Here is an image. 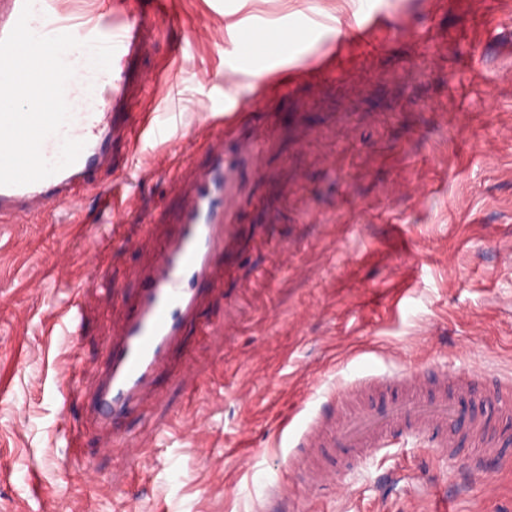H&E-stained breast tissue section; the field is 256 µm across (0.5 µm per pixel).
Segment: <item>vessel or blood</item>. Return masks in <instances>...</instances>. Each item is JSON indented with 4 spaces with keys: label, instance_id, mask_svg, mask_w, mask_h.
I'll use <instances>...</instances> for the list:
<instances>
[{
    "label": "vessel or blood",
    "instance_id": "vessel-or-blood-1",
    "mask_svg": "<svg viewBox=\"0 0 512 512\" xmlns=\"http://www.w3.org/2000/svg\"><path fill=\"white\" fill-rule=\"evenodd\" d=\"M61 4L62 0H33L31 30L41 36L69 33L83 43L97 38L112 43V79L97 88L99 109L93 112L82 109L80 102L79 87L86 84L88 74L83 69L75 72L65 89L71 120L61 134L45 139L42 154L57 160L66 137L84 141L85 147L74 164L46 179L0 186V222L4 224L24 223L49 212L63 214L65 222H76L70 199L73 189L88 185L96 173L111 167L113 144L135 143L138 130L129 122L131 106L160 81L159 76L136 68L155 34L153 19L140 10L138 0H113L106 20L94 18L81 25L65 18ZM23 5L24 0H0V38L14 27ZM196 135L205 144L208 161L196 167L174 224L138 280L96 388L85 392L68 370L56 375L65 401L81 402L111 429L156 392L157 380L171 372L173 351L195 320L207 290L228 274L224 256L234 245L237 226L226 200L241 156L254 153L257 142L225 138L222 125L213 122L198 125ZM102 206L113 213L111 233L95 239L97 247L105 248L122 242L121 216L130 210L131 202L107 198ZM81 324V292L75 289L44 332L67 336L74 350ZM362 392L387 397L388 402L377 410L364 409L355 403L356 394ZM328 402L327 410L299 429L298 450L289 460L290 470L311 489L335 485L337 467L311 470L306 461L336 446L347 449L351 459L362 460L411 437L450 455L458 432L463 431L472 439L469 460L473 466L504 459L493 432L494 419L496 408L512 409V386L495 377L451 376L439 368L428 376L418 372L373 375L348 385L342 395H330Z\"/></svg>",
    "mask_w": 512,
    "mask_h": 512
}]
</instances>
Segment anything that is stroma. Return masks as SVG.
Wrapping results in <instances>:
<instances>
[{
  "label": "stroma",
  "instance_id": "35a3bbf8",
  "mask_svg": "<svg viewBox=\"0 0 512 512\" xmlns=\"http://www.w3.org/2000/svg\"><path fill=\"white\" fill-rule=\"evenodd\" d=\"M367 8L372 40L330 38L335 20ZM273 21L306 38L258 88L241 33ZM139 67L174 79L138 108L151 118L139 153L173 142L201 161L194 121L206 112L231 113L230 137L263 130L229 199L230 274L183 338L191 371L163 375L127 420L166 436L133 468L60 395L67 343L40 334L56 299L39 282L51 269L77 285L93 267L112 285L83 294L73 366L92 389L182 180L123 147L76 190L80 223H0V512H40L47 499L66 512H258L274 486L300 482L277 419L301 426L334 389L378 372L512 375V0H169ZM117 190L133 196L132 245L101 250L98 198ZM220 320L234 336L214 334ZM503 429L508 462L469 469L464 434L452 459L411 440L281 512H512V418Z\"/></svg>",
  "mask_w": 512,
  "mask_h": 512
}]
</instances>
